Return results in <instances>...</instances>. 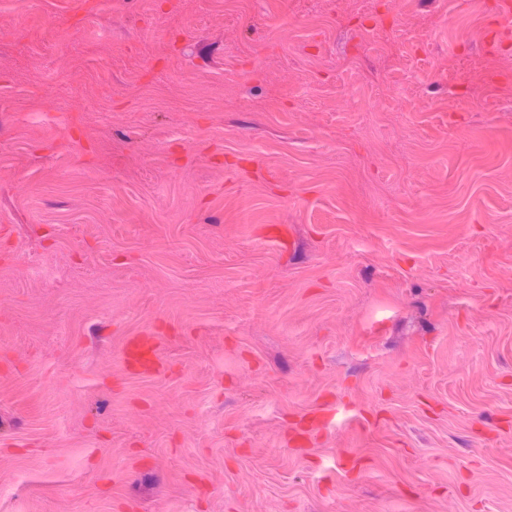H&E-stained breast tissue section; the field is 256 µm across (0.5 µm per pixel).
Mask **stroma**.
Here are the masks:
<instances>
[{"label": "stroma", "mask_w": 512, "mask_h": 512, "mask_svg": "<svg viewBox=\"0 0 512 512\" xmlns=\"http://www.w3.org/2000/svg\"><path fill=\"white\" fill-rule=\"evenodd\" d=\"M152 3L0 4V512H512V51ZM122 352L127 360L132 361L145 372L154 373L161 369V362L154 349L142 336L128 337L122 346Z\"/></svg>", "instance_id": "obj_1"}]
</instances>
